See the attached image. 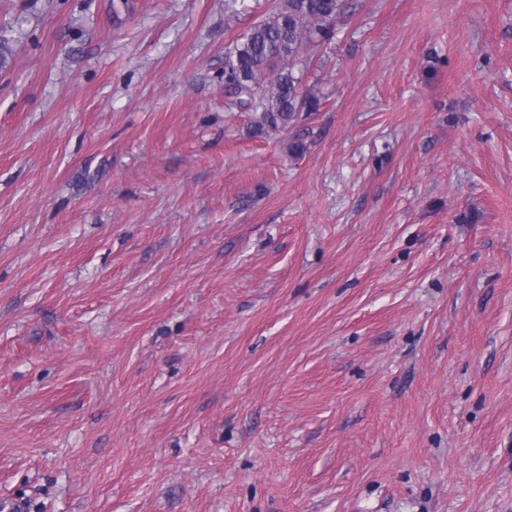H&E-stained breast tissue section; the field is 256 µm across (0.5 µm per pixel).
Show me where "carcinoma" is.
Returning <instances> with one entry per match:
<instances>
[{
    "mask_svg": "<svg viewBox=\"0 0 512 512\" xmlns=\"http://www.w3.org/2000/svg\"><path fill=\"white\" fill-rule=\"evenodd\" d=\"M345 0H279L250 27L224 61V95L231 108L254 114V126L286 130L321 104L304 90L299 68L308 50L332 38Z\"/></svg>",
    "mask_w": 512,
    "mask_h": 512,
    "instance_id": "obj_1",
    "label": "carcinoma"
}]
</instances>
